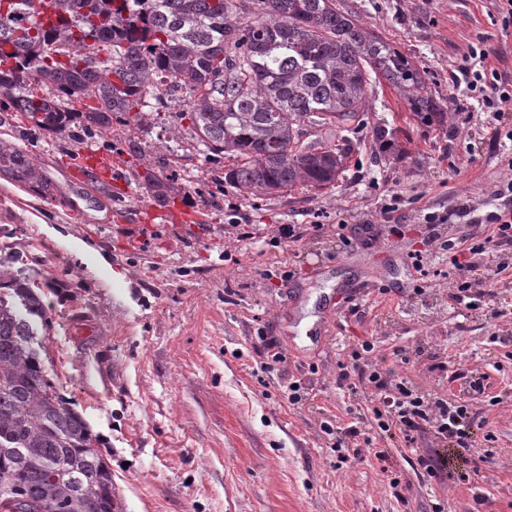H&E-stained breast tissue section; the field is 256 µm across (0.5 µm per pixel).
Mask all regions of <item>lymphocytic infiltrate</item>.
<instances>
[{
  "instance_id": "1",
  "label": "lymphocytic infiltrate",
  "mask_w": 512,
  "mask_h": 512,
  "mask_svg": "<svg viewBox=\"0 0 512 512\" xmlns=\"http://www.w3.org/2000/svg\"><path fill=\"white\" fill-rule=\"evenodd\" d=\"M489 55V49L482 45L470 46L468 59L460 65L454 82L465 86L487 111L500 116L512 110V81L488 66ZM495 221L494 238L473 240L467 246L469 260L455 264L459 283L450 292L449 298L454 304L468 310L477 307V291L472 284V273L476 268L474 256L512 246V216L499 215ZM374 349V344L366 340L352 352L353 360L366 362L365 368L358 370L354 376L373 389V423L365 428L352 425L344 429L327 424L323 427L324 433L332 435L336 447L340 448L368 430L385 434L395 430L410 443L417 436L430 431L444 444L447 452L434 459H421V466L429 477L435 479L456 470L466 452L475 445L471 431L473 419L467 400L435 392H420L410 381L396 376L392 369L380 368L376 362L370 361L369 356Z\"/></svg>"
}]
</instances>
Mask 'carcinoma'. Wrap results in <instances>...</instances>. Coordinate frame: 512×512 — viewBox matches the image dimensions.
Returning a JSON list of instances; mask_svg holds the SVG:
<instances>
[{"instance_id": "obj_1", "label": "carcinoma", "mask_w": 512, "mask_h": 512, "mask_svg": "<svg viewBox=\"0 0 512 512\" xmlns=\"http://www.w3.org/2000/svg\"><path fill=\"white\" fill-rule=\"evenodd\" d=\"M54 5L55 20L34 23L30 0H0V111L52 133L73 157L118 114L142 126L184 102L186 150L231 160L225 182L257 194L322 189L345 171V133L369 111L373 83H388L417 123L451 116L413 59L336 0ZM84 97L93 110L72 106ZM1 172L54 196L28 154L2 141ZM145 188L165 200L178 176L150 174ZM39 327L51 320L24 255H0V512H123L99 439L34 347Z\"/></svg>"}]
</instances>
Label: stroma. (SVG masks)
<instances>
[{
  "instance_id": "1",
  "label": "stroma",
  "mask_w": 512,
  "mask_h": 512,
  "mask_svg": "<svg viewBox=\"0 0 512 512\" xmlns=\"http://www.w3.org/2000/svg\"><path fill=\"white\" fill-rule=\"evenodd\" d=\"M338 2L411 56L456 118L414 123L393 88L371 85L349 166L328 189L257 195L225 183L228 160L179 150L191 120L169 111L141 127L114 120L90 144L111 156V180L74 184L54 136L0 113V139L57 189L46 199L0 173V242L20 243L40 272L52 319L41 344L63 398L108 452L123 512H512V250L499 252L498 278L475 273L499 316L448 300L451 243L494 235L493 214L512 212V195H492L512 181V123L453 97L452 76L484 37L491 66L512 78V27L498 0ZM149 170L178 175L167 206L145 193ZM185 210L205 223L155 227L156 214ZM431 214L444 224L426 247ZM136 224L145 242L131 249ZM284 224L298 241L281 239ZM326 315L320 345L303 321ZM261 329L288 364L259 378ZM365 340L398 376L467 397L479 426L468 480L427 476L418 459L439 452L428 438L333 449L322 421L372 418L370 386L336 383ZM304 374L310 399L290 404L282 385ZM474 375L483 394L468 391Z\"/></svg>"
}]
</instances>
